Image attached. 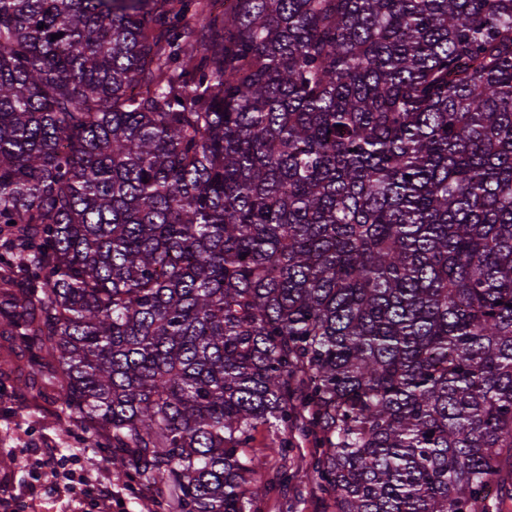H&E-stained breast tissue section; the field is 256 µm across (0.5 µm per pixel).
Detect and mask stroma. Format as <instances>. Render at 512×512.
Listing matches in <instances>:
<instances>
[{"instance_id":"35a3bbf8","label":"stroma","mask_w":512,"mask_h":512,"mask_svg":"<svg viewBox=\"0 0 512 512\" xmlns=\"http://www.w3.org/2000/svg\"><path fill=\"white\" fill-rule=\"evenodd\" d=\"M16 368L0 371V512H164L154 493L131 479H117L106 465L112 451L105 437L81 423L62 430L63 412L56 403L54 363L44 357L32 366L20 341L0 336V359ZM315 449L295 440L285 457H277L257 478L268 486L258 512H334L328 495L311 475ZM98 467H88L89 459ZM289 483H281V474ZM107 486V499L89 494L85 477Z\"/></svg>"}]
</instances>
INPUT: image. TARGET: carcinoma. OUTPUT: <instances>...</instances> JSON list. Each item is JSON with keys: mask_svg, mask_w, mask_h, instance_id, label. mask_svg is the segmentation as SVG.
Here are the masks:
<instances>
[{"mask_svg": "<svg viewBox=\"0 0 512 512\" xmlns=\"http://www.w3.org/2000/svg\"><path fill=\"white\" fill-rule=\"evenodd\" d=\"M234 2L0 0V336L168 512L295 434L335 512L511 503L512 0Z\"/></svg>", "mask_w": 512, "mask_h": 512, "instance_id": "cac0c4a2", "label": "carcinoma"}]
</instances>
